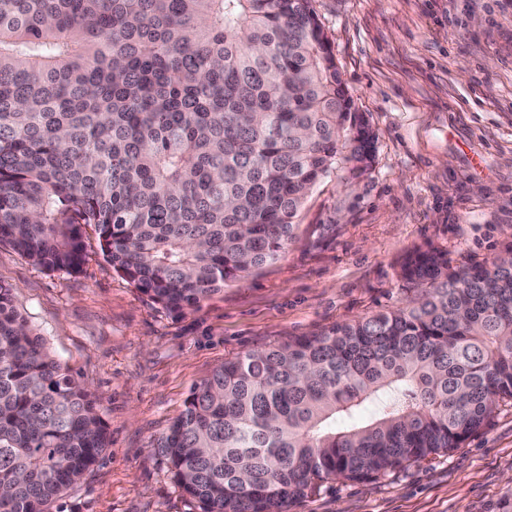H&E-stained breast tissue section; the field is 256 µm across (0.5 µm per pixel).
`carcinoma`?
I'll list each match as a JSON object with an SVG mask.
<instances>
[{"label": "carcinoma", "mask_w": 512, "mask_h": 512, "mask_svg": "<svg viewBox=\"0 0 512 512\" xmlns=\"http://www.w3.org/2000/svg\"><path fill=\"white\" fill-rule=\"evenodd\" d=\"M311 0H0V244L113 270L181 314L274 261L323 177L363 172ZM411 304L227 359L160 441L198 512H289L336 477L458 448L512 401V248L415 251ZM109 446L0 286V512H52Z\"/></svg>", "instance_id": "obj_1"}]
</instances>
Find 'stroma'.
I'll return each mask as SVG.
<instances>
[{
  "label": "stroma",
  "mask_w": 512,
  "mask_h": 512,
  "mask_svg": "<svg viewBox=\"0 0 512 512\" xmlns=\"http://www.w3.org/2000/svg\"><path fill=\"white\" fill-rule=\"evenodd\" d=\"M353 109L367 172L318 182L277 260L168 313L87 234L75 274L0 246V285L93 395L109 446L52 512H196L159 446L190 388L224 360L405 307L406 257L457 266L512 248V0H312ZM289 512H512V406L463 445L378 479L332 478Z\"/></svg>",
  "instance_id": "stroma-1"
}]
</instances>
